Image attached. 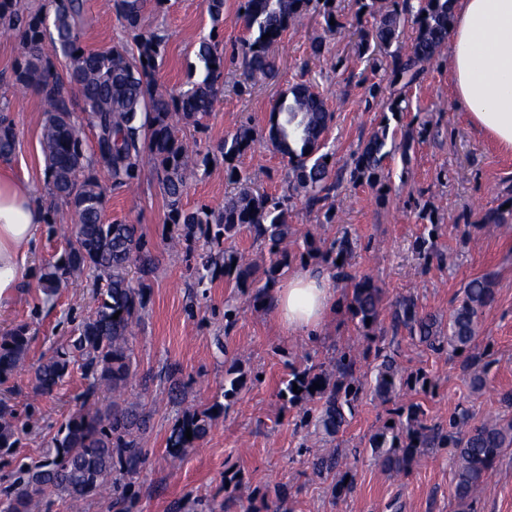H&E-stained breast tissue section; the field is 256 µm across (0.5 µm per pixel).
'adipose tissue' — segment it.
<instances>
[{"label": "adipose tissue", "instance_id": "ef3b65f1", "mask_svg": "<svg viewBox=\"0 0 512 512\" xmlns=\"http://www.w3.org/2000/svg\"><path fill=\"white\" fill-rule=\"evenodd\" d=\"M448 83L477 131L512 149V0H452ZM44 222L31 187L0 173V308L20 287ZM281 324L313 336L336 310L329 276L304 269L275 289Z\"/></svg>", "mask_w": 512, "mask_h": 512}]
</instances>
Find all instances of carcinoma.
<instances>
[{
  "instance_id": "cac0c4a2",
  "label": "carcinoma",
  "mask_w": 512,
  "mask_h": 512,
  "mask_svg": "<svg viewBox=\"0 0 512 512\" xmlns=\"http://www.w3.org/2000/svg\"><path fill=\"white\" fill-rule=\"evenodd\" d=\"M356 0L354 34L358 57L386 62L390 96L382 103L378 129L364 143L348 169H336L327 149L326 134L333 120L326 101L310 80L293 85L273 104L268 118L267 140L288 163V188L305 199L306 207L322 214L330 223L335 213L329 199L347 180L366 183L379 194L387 189L384 163L400 152L408 163L416 141L430 134L427 126L402 133L390 129L401 122L409 109L406 92L419 84L424 63L448 45L451 0ZM146 0H113L117 17L125 28L127 43L104 51L82 47L84 0H44L33 5L27 0H0V27L14 34L22 49L13 69V82L37 95L46 112L41 147L45 155L46 182L53 202L45 210L51 233H61L68 249L40 274L43 294L51 298L67 279L85 270L96 273L98 306L93 316L80 321L67 343L48 358L31 366L34 393L48 395L80 362L86 386L65 422L47 441L38 458L18 467L14 481L0 494V512H47V494L71 505L110 487L117 491L120 479L113 475L114 458L122 461V475L134 476L144 464L135 435L147 428L148 415L138 402L122 395L129 382V340L138 309L149 289L153 260L143 235L135 224L103 222L107 185L131 188L138 184L144 162L153 170L167 200V222L191 240L201 235L211 255L203 268L220 274L239 288L252 293L253 305L272 303L271 288L288 266V202L290 196H270L254 190L250 177L236 165L238 158L253 148L252 130L242 127L224 139L219 148L230 183L239 190L227 196L224 208L211 211L206 205L183 208V194L190 176L213 161L199 145L179 137L180 125L198 133L206 129L203 119L214 111L217 94L224 87V49L218 37L198 42L196 58L200 77L177 91L159 88L154 82L158 60L168 41L164 28L146 30L141 17ZM239 9L248 37L240 44L243 75L249 80L275 75L277 64L271 48L282 42L288 30L304 15L314 11L322 18L325 34L346 30L336 18L335 0H241ZM415 29L409 46L400 36L405 26ZM267 39H262L265 34ZM83 107L76 113L74 96ZM96 129L89 147L82 136L83 125ZM13 124L0 118V159H9L15 149ZM105 173L108 184L101 183ZM71 223H64L66 212ZM512 222V205L486 212L480 219L485 228ZM241 228L268 245L269 263L264 284L256 285L257 267L236 251L224 248V240ZM331 251L341 264L336 276L350 282L344 295L346 309L363 337L370 339L385 310L384 291L370 277L355 278L346 268L352 243L345 236L332 243ZM494 300V283L487 276L470 280L448 324L432 314L420 312L416 301L405 297L390 305V329L415 339L435 354L463 355L478 336L481 317ZM31 335L19 324L0 334V382L22 371L28 362ZM370 348L347 345L336 353L332 369L306 358L302 366H289L288 379L280 395L302 410L305 424L336 436L348 422L355 403L366 392L392 403L410 390L413 382L427 385L424 377L411 382L404 378L395 358L377 349L379 364L373 375L363 371L362 362ZM472 390L484 388L487 366L469 358ZM320 388L309 391L313 383ZM298 386L301 393L293 392ZM112 403L99 406L103 395ZM393 424L383 423L369 438V448L381 466L400 473L419 462L427 448H450L456 458L454 498L462 508L488 489L489 473L496 459L512 447V416L491 415L467 430L454 416L448 426L429 425L418 403L392 409ZM212 415L186 414L172 429L167 441L171 460L182 458L208 432ZM26 424L0 400V450L17 447ZM191 428L192 439L185 436ZM319 474L333 477L332 493L339 499L353 485V465L332 448L311 461Z\"/></svg>"
}]
</instances>
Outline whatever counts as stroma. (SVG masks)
I'll return each mask as SVG.
<instances>
[{"label": "stroma", "instance_id": "obj_1", "mask_svg": "<svg viewBox=\"0 0 512 512\" xmlns=\"http://www.w3.org/2000/svg\"><path fill=\"white\" fill-rule=\"evenodd\" d=\"M142 23L147 28L163 26L169 33L155 71L157 84L170 91L184 86L196 62L195 42L213 28L207 0H169L162 12L146 6ZM123 36L112 0H86L84 48L101 50ZM320 36L326 48L315 58L310 44ZM19 55L14 36L0 33V107L16 132L15 151L5 166L28 180L43 202L47 184L40 137L45 113L33 93L20 92L11 83ZM353 55L346 34L324 36L316 13L303 16L278 47L274 79L241 86L238 71L227 66L224 92L205 121L201 148L216 153L225 137L240 127L252 128L255 148L238 166L250 176L253 189L281 196L286 164L264 135L273 102L304 74L317 83L333 114L327 143L337 167L351 165L380 120L379 107L369 103L368 88L387 81L383 72L354 63ZM451 99L448 54L443 51L426 63L424 79L412 89L411 108L402 119L416 127L425 121L437 123L439 136L416 143L409 165L397 158L386 160L390 179L385 196L364 184L343 183L334 201L333 223H324L301 199H292L291 259L282 274L329 269L327 250L346 232L355 242L349 260L353 272L371 277L389 303L411 296L420 310L445 319L470 279L491 277L495 302L482 319L472 349L488 364L482 391H471L464 358L429 352L408 338L392 342L388 320H381L373 337L374 345L396 354L405 374L427 375L426 389L407 394L408 400L421 404L427 423L444 424L464 414L474 426L491 414L512 416V223L492 231L478 224L483 214L512 198V152L476 133ZM231 190L224 163L216 159L211 169L189 180L183 205L192 210L205 204L218 211ZM424 207L439 224L430 259L416 250L425 234L419 217ZM104 219L138 225L154 258L152 288L130 338L138 379L127 393L150 414L147 430L137 438L146 461L131 480V512H222L228 498L252 500L260 512H388L393 502L402 512H460L452 491L451 451H428L401 474L386 471L367 452L369 436L389 417L388 405L362 397L344 431L329 438L302 427L298 409L279 397L289 363H303L309 356L329 364L337 349L362 342L346 308H338L318 336L293 335L283 331L272 308L254 307L224 278L196 287V269L207 245L201 239L177 241L176 230L165 223V198L151 169H144L136 191L108 190ZM310 241L315 251H307ZM65 246V240L40 231L13 301L0 308V332L18 324L29 326L33 363L65 343L74 322L97 307L84 273L71 277L53 301L41 293L40 267L55 261ZM228 303L238 308L229 321L224 318ZM237 371L245 372L247 381L225 397L224 379ZM84 386L76 368L43 396L35 395L24 372L0 383V398L20 420L34 422L18 448L0 455V480L38 456ZM188 409L214 410V420L195 448L174 462L167 438ZM336 447L357 457L353 489L339 500L331 497V478L316 474L309 464L312 455ZM489 483L490 491L476 498L467 512H512V448L501 454Z\"/></svg>", "mask_w": 512, "mask_h": 512}]
</instances>
